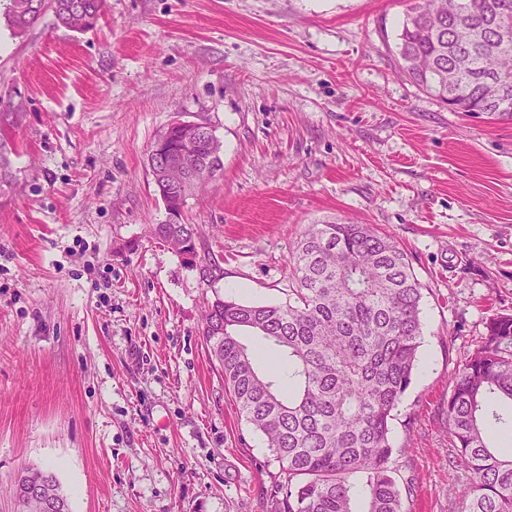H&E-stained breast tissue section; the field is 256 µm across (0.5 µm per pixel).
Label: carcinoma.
Returning <instances> with one entry per match:
<instances>
[{
  "label": "carcinoma",
  "instance_id": "carcinoma-1",
  "mask_svg": "<svg viewBox=\"0 0 512 512\" xmlns=\"http://www.w3.org/2000/svg\"><path fill=\"white\" fill-rule=\"evenodd\" d=\"M44 0H10L18 34L44 13ZM397 50L400 67L454 112L512 120V0H408ZM64 27L84 32L107 0H49ZM215 156L195 170L191 192L221 170ZM168 245L198 242L192 224H156ZM284 304L218 295L201 335L245 422L262 434L284 479L267 489L275 512H352L350 477L366 478V512H405L411 480L396 473L390 423L416 371L422 338V285L394 237L368 224H309L290 258ZM249 334L277 351L262 368ZM448 439L471 472L462 512H512V448L488 442V429L512 433V314H492L450 377ZM42 474L69 512L56 474Z\"/></svg>",
  "mask_w": 512,
  "mask_h": 512
}]
</instances>
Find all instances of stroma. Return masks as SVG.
Here are the masks:
<instances>
[{
	"label": "stroma",
	"mask_w": 512,
	"mask_h": 512,
	"mask_svg": "<svg viewBox=\"0 0 512 512\" xmlns=\"http://www.w3.org/2000/svg\"><path fill=\"white\" fill-rule=\"evenodd\" d=\"M0 0V512L52 469L70 512H270L279 474L200 335L207 300L288 299L306 225L394 236L423 286L391 422L406 512H461L448 377L512 314V121L399 72L406 0H108L15 34ZM208 124L223 168L185 222L211 278L152 235L148 150Z\"/></svg>",
	"instance_id": "obj_1"
}]
</instances>
